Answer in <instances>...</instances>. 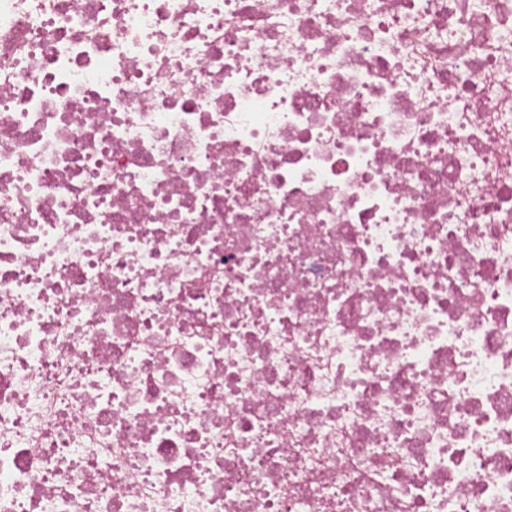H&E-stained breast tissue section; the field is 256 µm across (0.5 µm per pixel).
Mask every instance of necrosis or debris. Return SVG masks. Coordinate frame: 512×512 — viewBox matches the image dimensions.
<instances>
[{
	"label": "necrosis or debris",
	"mask_w": 512,
	"mask_h": 512,
	"mask_svg": "<svg viewBox=\"0 0 512 512\" xmlns=\"http://www.w3.org/2000/svg\"><path fill=\"white\" fill-rule=\"evenodd\" d=\"M0 512H512V0H0Z\"/></svg>",
	"instance_id": "obj_1"
}]
</instances>
